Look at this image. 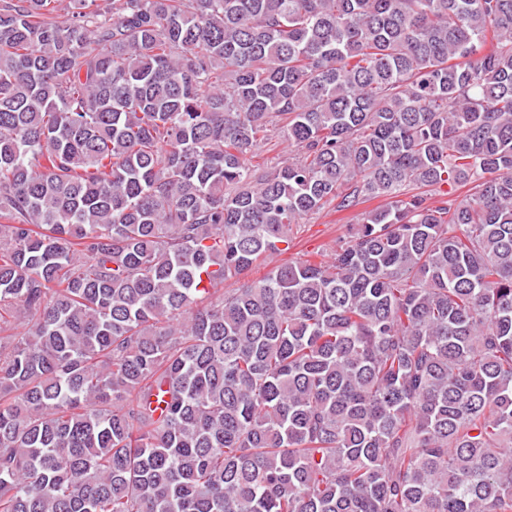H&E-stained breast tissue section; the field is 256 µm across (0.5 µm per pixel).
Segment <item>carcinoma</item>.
<instances>
[{"label":"carcinoma","instance_id":"1","mask_svg":"<svg viewBox=\"0 0 512 512\" xmlns=\"http://www.w3.org/2000/svg\"><path fill=\"white\" fill-rule=\"evenodd\" d=\"M59 2L0 0V512H512V0ZM371 204L360 205L351 210H337L335 204L327 206L317 214L306 217L295 229L294 248L285 255H272L255 267L245 279L256 282L262 279L272 267L284 260H309L312 263H323L330 259L340 240L348 235L351 224L359 223V214Z\"/></svg>","mask_w":512,"mask_h":512}]
</instances>
